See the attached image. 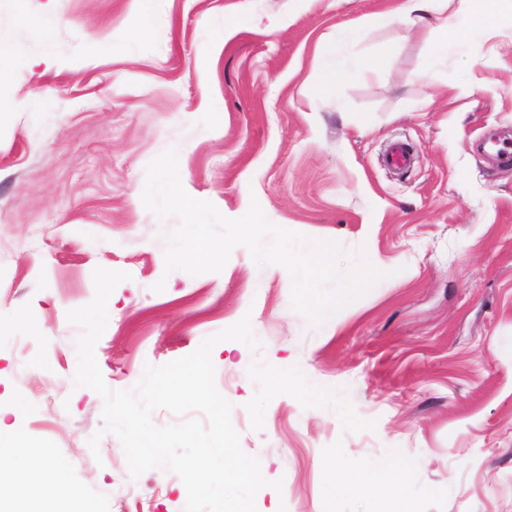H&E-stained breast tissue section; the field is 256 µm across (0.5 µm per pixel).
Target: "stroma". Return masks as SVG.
I'll return each mask as SVG.
<instances>
[{"label":"stroma","instance_id":"obj_1","mask_svg":"<svg viewBox=\"0 0 512 512\" xmlns=\"http://www.w3.org/2000/svg\"><path fill=\"white\" fill-rule=\"evenodd\" d=\"M400 3L0 0V424L51 449L79 492L72 512L187 501L173 472L130 478L102 398L74 384L82 329L67 313L92 301L99 267L130 275L95 347L110 389L249 317L260 349L223 341L212 361L269 482L257 512H388L384 495L328 491L336 448L365 473L415 458L411 512H512V162L483 148L512 133V25L430 69V29L369 23ZM46 13L58 24L44 38L27 21ZM351 24L364 27L353 54L389 64L321 93L319 48ZM396 143L412 161L395 171ZM169 149L193 198L231 219L259 201L385 279L314 327L289 272L246 247L218 273L166 271L179 221L142 192ZM272 367L294 383L270 389Z\"/></svg>","mask_w":512,"mask_h":512}]
</instances>
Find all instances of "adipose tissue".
I'll list each match as a JSON object with an SVG mask.
<instances>
[{
    "instance_id": "1",
    "label": "adipose tissue",
    "mask_w": 512,
    "mask_h": 512,
    "mask_svg": "<svg viewBox=\"0 0 512 512\" xmlns=\"http://www.w3.org/2000/svg\"><path fill=\"white\" fill-rule=\"evenodd\" d=\"M466 2L467 0H404L397 11L373 15L371 23L377 27H385L401 14L407 21L416 24L425 22L428 14H435L439 19L436 27L439 47L445 52L462 46L490 26L512 22V0H478L479 9L474 13L468 12ZM361 35L360 26H348L337 30L336 34L321 46L320 91L334 89L339 78L347 70L358 67V60L350 56L347 49L359 41ZM47 455V449L29 447L20 435L0 428V462L19 461L23 464L16 481L0 483V500L13 498L19 485L40 482L50 483L63 500H75L78 496L77 491L65 484L57 468L26 467V460L36 456L44 458Z\"/></svg>"
}]
</instances>
